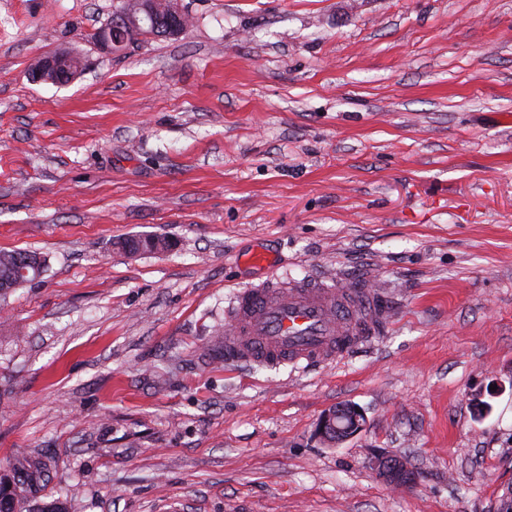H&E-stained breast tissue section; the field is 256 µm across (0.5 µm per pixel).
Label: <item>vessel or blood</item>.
I'll use <instances>...</instances> for the list:
<instances>
[{
  "instance_id": "obj_1",
  "label": "vessel or blood",
  "mask_w": 512,
  "mask_h": 512,
  "mask_svg": "<svg viewBox=\"0 0 512 512\" xmlns=\"http://www.w3.org/2000/svg\"><path fill=\"white\" fill-rule=\"evenodd\" d=\"M249 260L264 274L236 292L224 334L210 345L213 358L325 366L367 343L386 320L366 283L288 280L269 271L266 256L253 253Z\"/></svg>"
}]
</instances>
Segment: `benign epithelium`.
I'll list each match as a JSON object with an SVG mask.
<instances>
[{
  "mask_svg": "<svg viewBox=\"0 0 512 512\" xmlns=\"http://www.w3.org/2000/svg\"><path fill=\"white\" fill-rule=\"evenodd\" d=\"M182 12L177 0H168V7L158 6V0H127V6L112 17V23L98 33V40L113 50L123 48L130 37L148 32L155 36H178L183 33L180 26ZM81 64L65 54H54L38 58L30 70L34 82H46L59 86L70 84L80 73ZM364 414L355 408V415L346 419L343 408L326 410L318 419L315 435L322 442H328L331 434L345 441L361 431ZM378 477L387 485H402L406 477L415 478L408 461L401 456L378 458L375 461Z\"/></svg>",
  "mask_w": 512,
  "mask_h": 512,
  "instance_id": "7a95c632",
  "label": "benign epithelium"
}]
</instances>
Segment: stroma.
Masks as SVG:
<instances>
[{
  "mask_svg": "<svg viewBox=\"0 0 512 512\" xmlns=\"http://www.w3.org/2000/svg\"><path fill=\"white\" fill-rule=\"evenodd\" d=\"M0 0V472L68 512H495L512 482V0ZM68 54L71 84L34 83ZM170 250L127 257L128 237ZM365 280L394 315L340 362L206 349L241 258ZM488 402L477 415L475 400ZM365 428L330 447L324 410ZM409 458L394 491L377 453ZM159 0H129L127 6L112 17V23L98 33V40L111 49L119 50L131 36L148 32L155 36H178L184 32L180 26L182 12L177 1L161 2L168 7H158ZM165 13L166 18L162 17ZM163 23L166 25L162 26ZM80 71V62L72 56L54 54L38 58L29 75L34 82L65 86L70 84ZM28 260H32L29 262ZM39 263L36 268L34 262ZM46 259L37 252L27 250H12L0 252V290L18 288L25 283L33 282L45 271ZM28 271L27 276L21 270Z\"/></svg>",
  "mask_w": 512,
  "mask_h": 512,
  "instance_id": "stroma-1",
  "label": "stroma"
}]
</instances>
